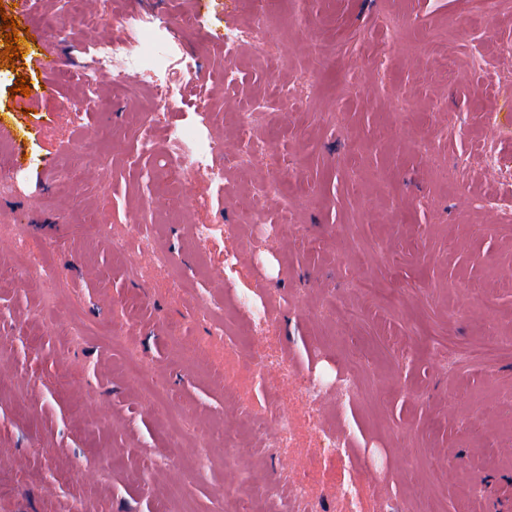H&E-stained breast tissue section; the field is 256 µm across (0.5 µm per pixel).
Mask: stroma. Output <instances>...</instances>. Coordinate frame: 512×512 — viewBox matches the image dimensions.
<instances>
[{
  "label": "stroma",
  "mask_w": 512,
  "mask_h": 512,
  "mask_svg": "<svg viewBox=\"0 0 512 512\" xmlns=\"http://www.w3.org/2000/svg\"><path fill=\"white\" fill-rule=\"evenodd\" d=\"M0 4L27 14L23 55L0 67L12 130L0 180L17 185L0 199L12 216L0 232V512H156L176 484L192 512H237L256 487L253 512H346L345 483L358 512L424 498L441 512H512V354L479 365L458 354L488 332L512 335V220L500 211L512 202V0H272L264 59L237 37L256 18L249 0ZM140 7L197 18L179 43L198 66L165 123L205 112L223 184L166 182L172 146L164 128L142 146L141 94L100 88L73 122L78 85L57 73L77 74L76 47L110 36L100 11ZM41 58L58 64L41 70ZM21 75L26 96L12 91ZM251 108L267 157L240 167ZM259 175L280 184L260 202L247 190ZM257 206L275 237L251 223ZM103 211L109 234L88 239ZM203 222L219 227L204 243ZM21 233L53 258L60 303L13 260ZM151 233L171 265L145 254L129 272L113 241ZM185 282L228 322L265 307L274 325L226 347ZM331 294L358 308L349 328L325 309ZM77 316L111 336L72 339ZM201 342L205 360L192 354ZM131 348L195 441L176 446L125 377ZM267 348L282 368L225 389L237 360ZM346 375L358 385L349 399L337 389ZM260 413L293 420L288 447ZM325 434L339 456H314ZM358 468L381 482L355 480ZM311 469L317 481L297 493Z\"/></svg>",
  "instance_id": "stroma-1"
}]
</instances>
